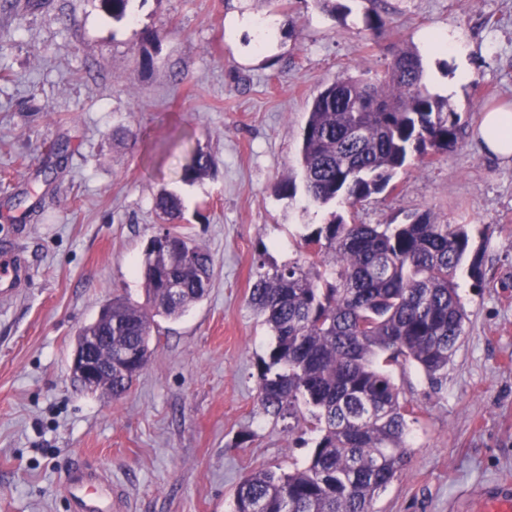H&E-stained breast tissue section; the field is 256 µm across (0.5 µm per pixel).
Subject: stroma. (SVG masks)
I'll return each mask as SVG.
<instances>
[{
  "mask_svg": "<svg viewBox=\"0 0 512 512\" xmlns=\"http://www.w3.org/2000/svg\"><path fill=\"white\" fill-rule=\"evenodd\" d=\"M337 3L131 0L120 20L100 0L0 8V255L26 271L0 294V512H70L64 477L85 460L106 470L117 512H230L245 475L304 461L309 445L257 404L272 338L250 291L259 260L296 259L330 218L279 191L300 175L314 96L383 73L401 48L418 51L430 89L452 86L465 127L454 150L342 215L465 225L482 277L459 270L467 335L447 372L391 368L415 419L409 462L374 508L470 512L486 486L512 485V164L474 138L485 109L512 105V0ZM374 13L391 30L372 45ZM245 15L274 20L265 42L235 26ZM430 32L456 35L465 61L430 52ZM199 151L214 165L185 180ZM165 191L183 202L176 230L213 258L211 285L184 316L156 317L149 363L115 400L73 381L75 338L113 296L144 303L138 264Z\"/></svg>",
  "mask_w": 512,
  "mask_h": 512,
  "instance_id": "stroma-1",
  "label": "stroma"
}]
</instances>
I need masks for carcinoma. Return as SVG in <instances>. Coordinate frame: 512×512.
Masks as SVG:
<instances>
[{"mask_svg":"<svg viewBox=\"0 0 512 512\" xmlns=\"http://www.w3.org/2000/svg\"><path fill=\"white\" fill-rule=\"evenodd\" d=\"M129 2L101 0V8L121 19ZM463 128L448 99L428 88L421 56L400 49L383 78H337L313 98L299 155L305 193L321 206L354 207L385 191L411 157L424 164L452 150ZM212 166L197 152L184 178ZM156 208L181 214L171 193ZM468 251L463 226L440 224L428 211L406 224H348L333 212L303 237L299 258L269 270L258 264L250 303L273 337L258 405L275 419L307 407L303 422L315 439L302 466L245 476L232 512H374L408 460L411 411L387 367L411 361L430 379L448 369L466 335L456 274ZM212 270L211 255L171 228L145 248L150 308L114 297L76 337H112L98 351L112 375L91 391L125 396L149 362L154 317L182 316L205 296Z\"/></svg>","mask_w":512,"mask_h":512,"instance_id":"carcinoma-1","label":"carcinoma"}]
</instances>
